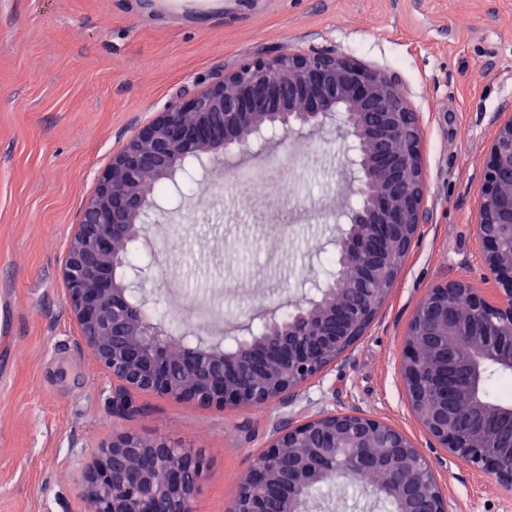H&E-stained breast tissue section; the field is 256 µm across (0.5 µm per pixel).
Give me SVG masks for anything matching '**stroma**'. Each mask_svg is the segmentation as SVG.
Returning a JSON list of instances; mask_svg holds the SVG:
<instances>
[{
	"instance_id": "obj_1",
	"label": "stroma",
	"mask_w": 512,
	"mask_h": 512,
	"mask_svg": "<svg viewBox=\"0 0 512 512\" xmlns=\"http://www.w3.org/2000/svg\"><path fill=\"white\" fill-rule=\"evenodd\" d=\"M335 51L396 80L422 119L427 221L363 336L287 405L202 408L119 391L80 339L63 270L86 203L112 156L168 105L257 56ZM512 117V0H212L173 15L158 0H0V512H83V477L99 448L128 431L199 454L196 512H226L236 483L282 419L358 410L403 430L431 462L449 512H512V489L429 440L407 397L403 350L416 306L457 278L485 293L476 235L488 148ZM311 154L304 202L329 214L352 201L345 148L330 127L187 166L154 194L170 226L193 221L182 285L171 290L163 241L131 244L148 268L149 316L177 336L261 332L268 293L309 294L336 271L333 224L225 222L224 174ZM240 252L225 256L224 242ZM231 274L230 324L200 322L192 296ZM123 406H115L116 397Z\"/></svg>"
}]
</instances>
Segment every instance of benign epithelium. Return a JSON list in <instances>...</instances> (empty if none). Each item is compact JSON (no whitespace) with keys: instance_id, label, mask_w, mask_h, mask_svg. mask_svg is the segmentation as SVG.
Returning <instances> with one entry per match:
<instances>
[{"instance_id":"benign-epithelium-1","label":"benign epithelium","mask_w":512,"mask_h":512,"mask_svg":"<svg viewBox=\"0 0 512 512\" xmlns=\"http://www.w3.org/2000/svg\"><path fill=\"white\" fill-rule=\"evenodd\" d=\"M336 129L347 150L356 208L334 215L336 276L312 280L315 294L286 316L266 309L258 335L185 337L176 354L164 331L130 302L148 276L126 266L127 245L158 222L155 182L186 163L202 166L231 151L246 154L276 135ZM421 126L404 92L385 76L338 53L255 58L144 126L112 156L84 208L63 276L80 338L124 388L156 392L201 407L285 404L349 350L375 319L424 223L426 175ZM477 237L494 299L449 280L419 302L404 349L402 376L426 434L473 469L512 488V407L485 395L495 372L512 371V119L501 124L487 160ZM462 336L469 337L464 351ZM393 500L398 512H448L435 472L399 428L357 412H332L301 424L278 423L266 449L238 481L229 512H299L314 484L346 481ZM204 479L200 456L163 438L124 432L98 451L86 475L84 512H194Z\"/></svg>"}]
</instances>
